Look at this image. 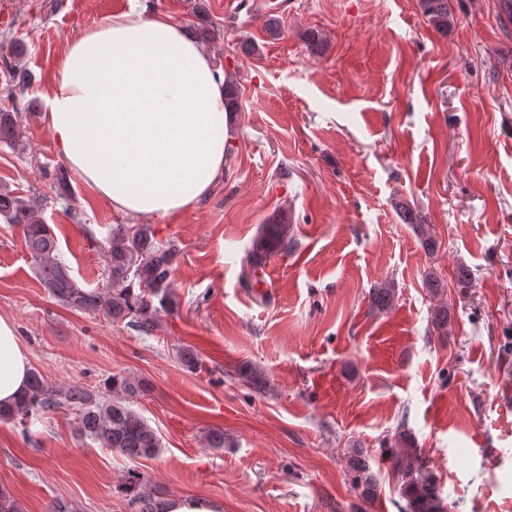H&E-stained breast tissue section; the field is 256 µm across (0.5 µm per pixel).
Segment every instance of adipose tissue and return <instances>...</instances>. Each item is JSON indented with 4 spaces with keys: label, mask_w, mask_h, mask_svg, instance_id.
Masks as SVG:
<instances>
[{
    "label": "adipose tissue",
    "mask_w": 512,
    "mask_h": 512,
    "mask_svg": "<svg viewBox=\"0 0 512 512\" xmlns=\"http://www.w3.org/2000/svg\"><path fill=\"white\" fill-rule=\"evenodd\" d=\"M224 72L164 14L137 10L73 38L43 120L68 167L113 209L165 216L208 196L224 176ZM31 371L13 321L0 316V406Z\"/></svg>",
    "instance_id": "1"
}]
</instances>
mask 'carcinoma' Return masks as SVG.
<instances>
[{
	"mask_svg": "<svg viewBox=\"0 0 512 512\" xmlns=\"http://www.w3.org/2000/svg\"><path fill=\"white\" fill-rule=\"evenodd\" d=\"M428 22L437 29L448 28L452 19L448 0H421ZM19 54L0 56V65L19 86L31 76L16 70L12 58ZM17 113L0 110V142L14 145L19 141ZM0 216L10 224L22 227L25 245L36 265L38 281L64 306L81 312H101L115 322H126L143 336H152L160 327V312L178 306L172 289L174 244L162 245L149 224H114L101 247L106 259L108 281L101 288H82L70 274L59 253L57 238L44 222L39 210L6 186L0 187ZM288 222V208H281L279 219L264 225L263 232L252 245L250 266L255 269L275 252L286 253L296 246ZM395 288L389 281L372 291L373 303L380 312L392 305ZM451 323L448 305L437 307L431 317L433 331L448 335ZM239 376L259 391L269 384L256 369L242 368ZM144 390L140 381L112 376L103 387L92 389L71 385L67 388L50 384L38 371H32L26 389L8 408H0V420L12 421L28 431L34 421L46 412L67 409L73 414L77 437L97 442L101 447L116 450L131 460L152 458L161 448L157 432L130 406V399ZM381 459L389 465L398 483L404 504L400 512H445L437 475L424 449L418 447L405 423H400L392 438L385 440ZM348 475L353 489L366 501L379 495L380 478L357 448L348 454ZM127 484L133 491L130 506L135 512H166L165 502L143 487L141 474H128Z\"/></svg>",
	"mask_w": 512,
	"mask_h": 512,
	"instance_id": "obj_1",
	"label": "carcinoma"
}]
</instances>
